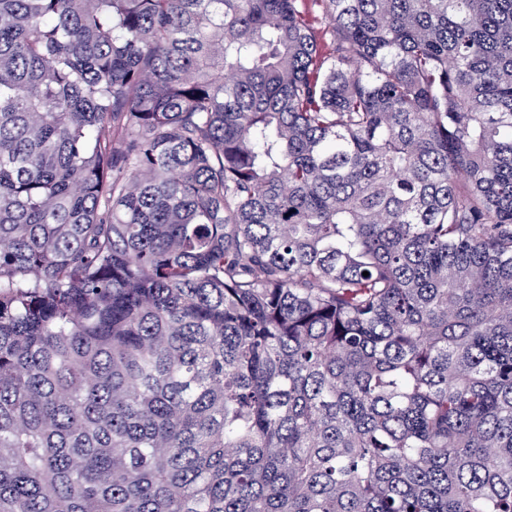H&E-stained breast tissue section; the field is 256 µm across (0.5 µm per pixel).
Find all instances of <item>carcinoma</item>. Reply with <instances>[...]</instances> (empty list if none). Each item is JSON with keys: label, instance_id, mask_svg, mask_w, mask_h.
<instances>
[{"label": "carcinoma", "instance_id": "carcinoma-1", "mask_svg": "<svg viewBox=\"0 0 512 512\" xmlns=\"http://www.w3.org/2000/svg\"><path fill=\"white\" fill-rule=\"evenodd\" d=\"M304 2L0 0V512H512V0Z\"/></svg>", "mask_w": 512, "mask_h": 512}]
</instances>
